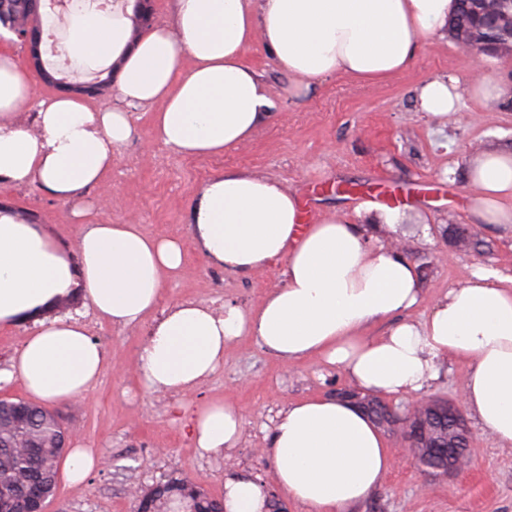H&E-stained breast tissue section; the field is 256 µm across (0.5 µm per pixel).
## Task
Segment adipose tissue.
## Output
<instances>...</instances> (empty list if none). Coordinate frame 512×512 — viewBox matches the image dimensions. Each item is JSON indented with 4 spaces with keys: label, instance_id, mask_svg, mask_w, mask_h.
Masks as SVG:
<instances>
[{
    "label": "adipose tissue",
    "instance_id": "adipose-tissue-1",
    "mask_svg": "<svg viewBox=\"0 0 512 512\" xmlns=\"http://www.w3.org/2000/svg\"><path fill=\"white\" fill-rule=\"evenodd\" d=\"M457 0H173L172 24L137 30L136 0L111 12L75 9L66 47L94 67L116 65L111 106L90 109L71 96L37 97L18 55L0 53V187L32 186L73 205L81 220L77 259L45 233L0 212V324L38 314L79 295L102 318L127 327L160 304L168 276L184 268L178 240L144 235L138 224H86L79 204L107 193L106 176L152 112L151 136L186 157L217 156L248 143L271 117L267 84L247 63L258 47L297 95L320 78L347 74L377 84L410 66L419 49L448 29ZM454 76L416 89L420 111L441 119L456 110ZM473 214L512 229V153L486 149L468 161ZM194 240L209 263L229 273L284 263L285 283L262 305L221 310L193 301L171 305L139 353L145 388L189 395L224 361V349L254 337L284 364L310 356L339 366L358 389L390 398L428 391L443 360L466 364L461 398L503 448L512 447V285L477 265L419 321L405 314L424 300L417 266L383 243L373 227L397 229L404 213L369 203L354 216L330 214L302 225L296 197L277 179L227 171L207 180L191 210ZM396 317L382 336L373 323ZM106 362L75 318L41 324L0 383L20 379L46 402L85 397ZM191 435L204 455L238 447L242 414L221 401L196 406ZM268 453L276 484L311 512H346L365 500L393 458L377 426L333 397L282 410ZM258 477L224 482V512H267Z\"/></svg>",
    "mask_w": 512,
    "mask_h": 512
}]
</instances>
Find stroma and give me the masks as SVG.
<instances>
[{"mask_svg":"<svg viewBox=\"0 0 512 512\" xmlns=\"http://www.w3.org/2000/svg\"><path fill=\"white\" fill-rule=\"evenodd\" d=\"M248 62L270 88L273 117L248 144L218 156L190 158L154 142L151 115L137 113L138 138L115 156L107 182L115 204H93L99 224L137 219L147 235L185 241V271L167 280L164 305L193 300L215 308L233 302L257 308L271 289L283 285L282 265L229 274L210 265L190 244V204L212 175L229 170L262 172L298 195L307 223L334 211L350 212L364 202L403 208L410 224L386 230V244H402L419 269L428 301L460 286L475 265L512 278V234L475 223L472 191L464 164L485 148L512 152V97L493 104L464 94L458 111L438 122L415 106L416 87L436 75L468 83L491 70L512 85V53L467 51L450 38L426 43L412 67L381 84H364L337 74L314 91L295 96L288 82L259 49ZM0 208L33 219L67 254H74L79 227L70 207L31 186L0 190ZM468 228L471 243L446 238L449 227ZM78 318L106 352L94 389L75 401L55 403L71 441L97 449L99 469L80 485L58 481L49 512H135L131 488H147L170 477L199 483L212 496L224 495V481L249 474L275 487V467L264 450L273 422L288 404L334 395L348 387L344 372L318 358L284 365L243 335L224 350V364L192 395L154 393L138 375L137 354L152 322L119 327L99 317L82 297L64 310L47 308L38 317L0 326V370L8 369L36 321ZM224 401L243 416L238 447L203 456L186 426L199 404ZM470 459L461 471L433 477L406 450L397 431L384 432L397 463L380 487L349 512H512V449L499 447L469 420Z\"/></svg>","mask_w":512,"mask_h":512,"instance_id":"35a3bbf8","label":"stroma"}]
</instances>
